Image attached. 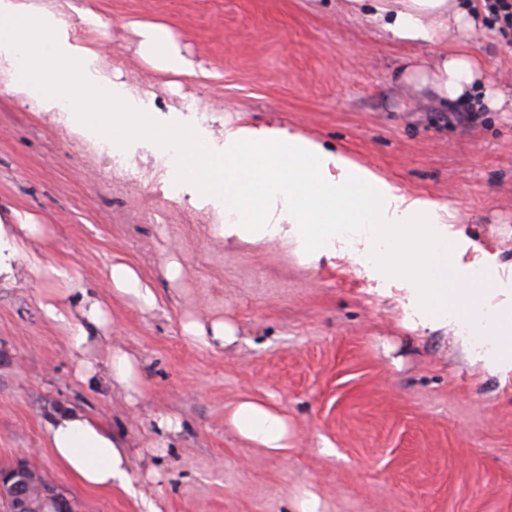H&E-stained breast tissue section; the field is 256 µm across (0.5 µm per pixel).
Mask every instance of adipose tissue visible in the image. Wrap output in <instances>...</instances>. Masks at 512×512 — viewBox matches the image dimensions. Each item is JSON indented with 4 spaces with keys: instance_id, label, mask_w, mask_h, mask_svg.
<instances>
[{
    "instance_id": "ef3b65f1",
    "label": "adipose tissue",
    "mask_w": 512,
    "mask_h": 512,
    "mask_svg": "<svg viewBox=\"0 0 512 512\" xmlns=\"http://www.w3.org/2000/svg\"><path fill=\"white\" fill-rule=\"evenodd\" d=\"M348 8L365 14L394 43L435 49L431 67L404 66L405 81L429 88L445 102L478 96L488 108L506 106L507 96L487 78L470 49L482 32L481 13L471 0H348ZM136 31L158 67L194 73V64L181 56L165 27L140 24ZM0 46L25 55L40 50L41 70L20 62L11 89L51 108L68 101L74 126L109 143L113 153L124 154L145 140L157 150H174L171 181L193 182L200 196L222 206L224 222L218 230L224 237L289 242L311 261L344 240L347 247L358 248L379 278L403 280L423 324L436 329L447 326L452 316L470 318L496 336L500 352L512 358V307L486 314L485 298L495 283L475 280L473 265L462 262L453 229L458 215L447 203L407 192L350 155L284 128L258 130L240 117L225 120L224 150L217 153L206 128L179 112L149 111L117 87L104 97H76L70 76L79 67L88 82L97 81L96 55L72 40L67 24L51 13L0 0ZM346 226L354 229L347 239L341 236ZM38 230L28 218L0 223V286L16 283L21 269L28 268L75 290L65 268L43 264L28 251L26 242ZM108 283L144 308L157 303L153 288L127 263H112ZM39 307L45 319L68 332L75 375L87 380L95 367L84 357L86 346L108 332L103 301L86 293L75 308L54 297ZM225 421L270 454L290 446L288 416L272 400L244 398L226 411ZM43 435L53 459L84 487L108 491L116 485L133 492L123 442L83 409L59 407Z\"/></svg>"
}]
</instances>
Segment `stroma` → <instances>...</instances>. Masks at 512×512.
<instances>
[{"label": "stroma", "mask_w": 512, "mask_h": 512, "mask_svg": "<svg viewBox=\"0 0 512 512\" xmlns=\"http://www.w3.org/2000/svg\"><path fill=\"white\" fill-rule=\"evenodd\" d=\"M60 13L154 111L207 115L215 148L242 114L348 152L407 191L448 202L463 259H483L493 306H512V112L477 106L448 124L447 104L395 78L430 48L398 45L343 0H22ZM88 9L105 26H77ZM167 28L200 72L156 68L134 22ZM473 45L512 97V44L486 27ZM155 152L112 162L70 120L0 84V212L43 226L30 248L71 271L109 314L85 357L133 354L142 394L127 399L74 374L64 332L41 314L53 283L22 270L0 288V466L26 460L79 512H294L308 489L324 512H512V364L455 325L421 326L405 284L374 278L344 248L306 262L294 247L224 238L222 209L158 175ZM131 264L157 296L146 310L108 286ZM177 262L176 278L166 274ZM231 320L238 339L207 346L189 321ZM274 398L291 447L273 456L224 422L245 396ZM74 405L120 434L136 489L84 488L43 443ZM181 422L159 429L160 416Z\"/></svg>", "instance_id": "stroma-1"}]
</instances>
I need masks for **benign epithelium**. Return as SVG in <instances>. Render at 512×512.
<instances>
[{"instance_id":"obj_1","label":"benign epithelium","mask_w":512,"mask_h":512,"mask_svg":"<svg viewBox=\"0 0 512 512\" xmlns=\"http://www.w3.org/2000/svg\"><path fill=\"white\" fill-rule=\"evenodd\" d=\"M38 497L54 504L52 512H67V500L54 485L41 479L40 470L21 460L0 466V505L4 512H27L29 502Z\"/></svg>"}]
</instances>
